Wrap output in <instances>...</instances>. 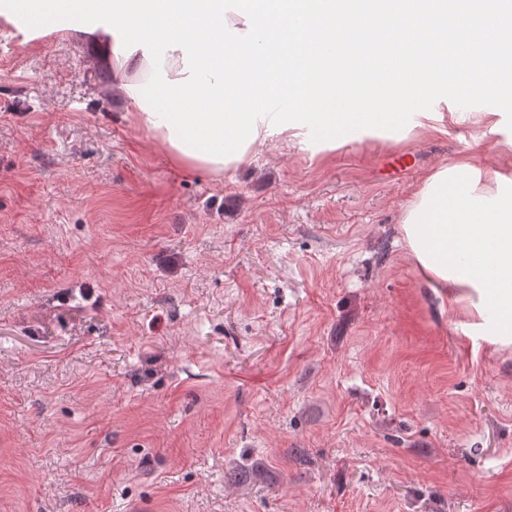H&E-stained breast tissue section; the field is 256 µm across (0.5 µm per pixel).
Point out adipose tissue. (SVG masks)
Returning a JSON list of instances; mask_svg holds the SVG:
<instances>
[{
  "instance_id": "ef3b65f1",
  "label": "adipose tissue",
  "mask_w": 512,
  "mask_h": 512,
  "mask_svg": "<svg viewBox=\"0 0 512 512\" xmlns=\"http://www.w3.org/2000/svg\"><path fill=\"white\" fill-rule=\"evenodd\" d=\"M0 0V21H26L29 38L56 32L89 42L90 63L111 69L114 93L177 164L214 174L250 161L277 139L333 150L386 128L407 130L418 98L495 92L496 112L422 113L420 120L489 130L512 110L500 62L512 54V0ZM324 25L314 28L312 15ZM391 33L412 58L388 86L359 73L349 83L310 62L313 37L357 52L354 22ZM460 50L466 75L443 68ZM477 163L429 175L401 225L424 282L468 315L466 334L512 346V191Z\"/></svg>"
}]
</instances>
